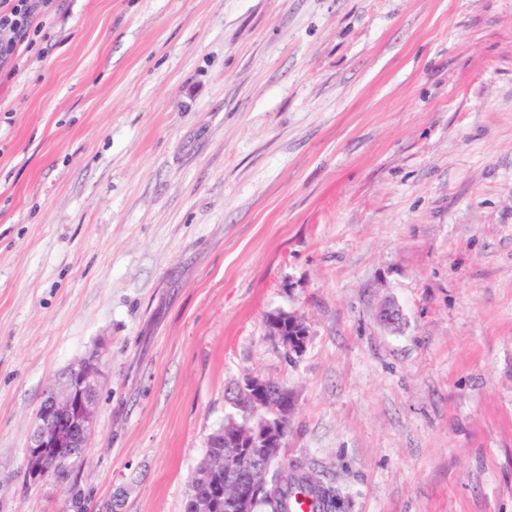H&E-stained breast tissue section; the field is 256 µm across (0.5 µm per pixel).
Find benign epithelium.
Instances as JSON below:
<instances>
[{
  "label": "benign epithelium",
  "mask_w": 512,
  "mask_h": 512,
  "mask_svg": "<svg viewBox=\"0 0 512 512\" xmlns=\"http://www.w3.org/2000/svg\"><path fill=\"white\" fill-rule=\"evenodd\" d=\"M379 320L389 327L402 321L400 308L392 301L379 311ZM266 335L293 356H302L309 330L295 313L272 312L265 319ZM101 368L95 355L72 365L61 387L51 388L42 401L38 424L27 447L23 473L28 483H61L57 472L78 470L90 440L98 396ZM231 404L236 413L224 424V451L207 470H195L204 491L189 503L190 512H220L221 505L238 512H253L250 499L241 493L244 462L250 458L265 464L285 443L284 430L295 411L296 401L288 388L271 380L246 375L236 383Z\"/></svg>",
  "instance_id": "7a95c632"
}]
</instances>
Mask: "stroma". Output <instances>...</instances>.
Returning <instances> with one entry per match:
<instances>
[{
	"label": "stroma",
	"mask_w": 512,
	"mask_h": 512,
	"mask_svg": "<svg viewBox=\"0 0 512 512\" xmlns=\"http://www.w3.org/2000/svg\"><path fill=\"white\" fill-rule=\"evenodd\" d=\"M57 2L0 81V512H63L22 468L94 353L102 510L185 512L251 374L338 512H512V0ZM266 336H269L287 354L301 357L308 345L309 330L304 320L295 313L272 312L265 319ZM296 327L297 329H290ZM290 330V331H289ZM288 355V354H287Z\"/></svg>",
	"instance_id": "35a3bbf8"
}]
</instances>
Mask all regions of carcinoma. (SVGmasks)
<instances>
[{
	"label": "carcinoma",
	"mask_w": 512,
	"mask_h": 512,
	"mask_svg": "<svg viewBox=\"0 0 512 512\" xmlns=\"http://www.w3.org/2000/svg\"><path fill=\"white\" fill-rule=\"evenodd\" d=\"M244 492L256 501L255 512H289L291 498L302 494L311 498L319 512H336L340 494L318 470L293 463L277 466L270 463L259 472L255 482L243 481ZM68 512H89L91 493L79 484L70 487Z\"/></svg>",
	"instance_id": "carcinoma-1"
}]
</instances>
